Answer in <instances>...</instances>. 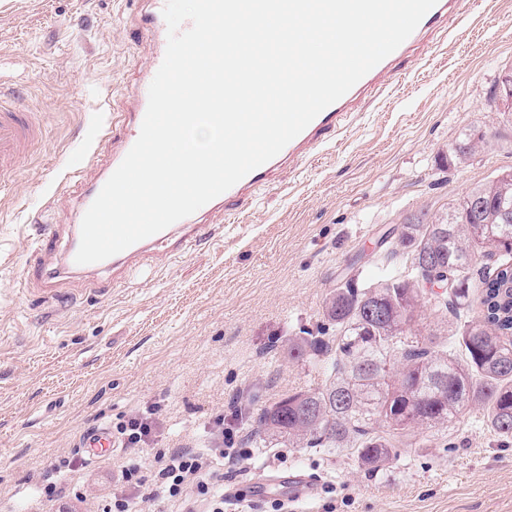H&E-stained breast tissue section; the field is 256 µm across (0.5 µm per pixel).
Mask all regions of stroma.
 Returning <instances> with one entry per match:
<instances>
[{
  "mask_svg": "<svg viewBox=\"0 0 512 512\" xmlns=\"http://www.w3.org/2000/svg\"><path fill=\"white\" fill-rule=\"evenodd\" d=\"M139 0H0V95L37 113L42 139L0 188V512H97L116 480L111 457L84 463L77 494L39 498L41 473L79 453L84 433L119 429L156 407L143 457L197 448L209 422L249 437L261 409L314 390L322 365L288 356L316 330L344 274L376 278V240L410 213L435 215L512 169V112L492 98L512 65V0H469L447 40L425 48L367 100L310 163L279 169L237 223L150 265L108 294L67 281L45 300L23 291L27 240L44 223L68 232L80 183L70 165L107 113L134 105L151 48L136 32ZM490 143L467 164L447 153L461 132ZM224 469V512H512V444L472 410L427 448H403L384 471L319 448L249 445ZM291 470L320 479L293 504L255 497V483Z\"/></svg>",
  "mask_w": 512,
  "mask_h": 512,
  "instance_id": "obj_1",
  "label": "stroma"
}]
</instances>
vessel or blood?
Here are the masks:
<instances>
[{"label": "vessel or blood", "instance_id": "1", "mask_svg": "<svg viewBox=\"0 0 512 512\" xmlns=\"http://www.w3.org/2000/svg\"><path fill=\"white\" fill-rule=\"evenodd\" d=\"M147 9L141 15L138 28L147 37L157 39L158 45L150 61L151 69H159L165 55L166 45L160 35L166 34L167 26L162 15L166 0H145ZM467 0H437L421 20L415 31L393 53L381 61L358 81L344 96L323 110L296 138L288 143L274 158L261 165L233 187L211 200L196 214L183 218L165 230L135 243L126 250L98 263L79 265L75 255L79 248L81 227L72 225L68 234V246L61 257L59 269L43 273L41 264L30 266L25 284L28 289L50 298L57 294L68 274L84 272L89 284H96L100 274L109 273L114 278H128L136 269L152 257L157 246H166L171 255L178 256L205 240L209 235L208 225L201 219L206 215L239 211L243 205L252 203L256 188L269 184L271 174L284 165L302 166L318 150L343 129L357 112L362 101L378 97L386 88L388 80L395 75L399 63L411 56L423 43H436L439 35L447 31L450 24L459 19ZM148 105V87L140 85L136 91V106L123 118L108 116L104 135L95 136L86 147L83 166L96 163L104 148H111L103 176L89 185L83 192V206L95 200L105 179L111 176L139 137L141 125ZM42 126L36 115L16 109L0 98V185H6L21 166L27 152L39 142ZM119 445L112 430L100 427L83 435L81 446L88 458L96 461L111 454Z\"/></svg>", "mask_w": 512, "mask_h": 512}]
</instances>
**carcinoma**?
Masks as SVG:
<instances>
[{
	"label": "carcinoma",
	"instance_id": "cac0c4a2",
	"mask_svg": "<svg viewBox=\"0 0 512 512\" xmlns=\"http://www.w3.org/2000/svg\"><path fill=\"white\" fill-rule=\"evenodd\" d=\"M488 140L472 129L455 141L465 163ZM381 275H353L326 299L317 334L288 343L294 360L326 358L324 385L264 408L254 436L323 448L380 471L399 448H421L423 431L480 410L512 441V169L479 183L445 212L410 215L382 239ZM484 253L494 267L473 270ZM453 276L437 327L414 330L425 307L421 280Z\"/></svg>",
	"mask_w": 512,
	"mask_h": 512
}]
</instances>
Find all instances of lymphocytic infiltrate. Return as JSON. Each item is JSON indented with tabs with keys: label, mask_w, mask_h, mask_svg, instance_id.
<instances>
[{
	"label": "lymphocytic infiltrate",
	"mask_w": 512,
	"mask_h": 512,
	"mask_svg": "<svg viewBox=\"0 0 512 512\" xmlns=\"http://www.w3.org/2000/svg\"><path fill=\"white\" fill-rule=\"evenodd\" d=\"M214 445L210 448H170L157 452L153 473L141 465H120L116 489L99 506L100 512H138L142 488L147 481L158 484L164 498L179 503L183 512H197L198 504L208 512H224V493L218 490L219 467L245 456L236 445V435L226 428L223 417L213 426Z\"/></svg>",
	"instance_id": "f902f5d3"
}]
</instances>
